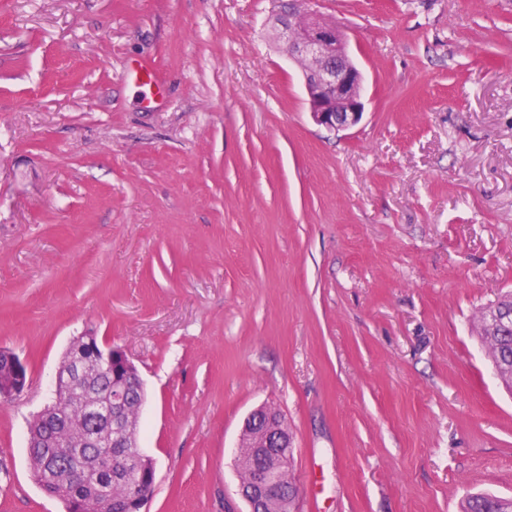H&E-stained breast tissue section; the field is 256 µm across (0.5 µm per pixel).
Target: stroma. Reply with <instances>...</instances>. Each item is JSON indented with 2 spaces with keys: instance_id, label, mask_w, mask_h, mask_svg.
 Masks as SVG:
<instances>
[{
  "instance_id": "35a3bbf8",
  "label": "stroma",
  "mask_w": 512,
  "mask_h": 512,
  "mask_svg": "<svg viewBox=\"0 0 512 512\" xmlns=\"http://www.w3.org/2000/svg\"><path fill=\"white\" fill-rule=\"evenodd\" d=\"M364 114L312 118L273 0H0V512H65L28 422L71 341L146 392L147 512H224L244 418L301 512L512 496V390L475 325L512 291V0H306ZM158 67L161 88L128 65ZM8 356L11 365L10 373L3 378L0 385V400L11 401L21 395L29 386L27 367L18 358L7 351H2Z\"/></svg>"
}]
</instances>
